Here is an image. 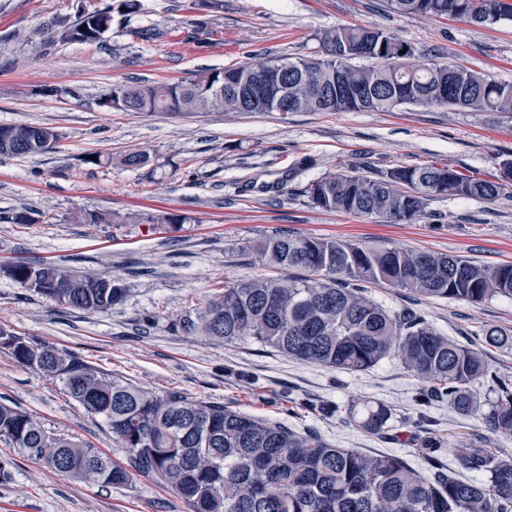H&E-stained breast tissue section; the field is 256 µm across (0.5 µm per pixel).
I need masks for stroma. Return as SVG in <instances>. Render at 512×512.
<instances>
[{
	"mask_svg": "<svg viewBox=\"0 0 512 512\" xmlns=\"http://www.w3.org/2000/svg\"><path fill=\"white\" fill-rule=\"evenodd\" d=\"M0 0V124L56 131L54 150L0 156V211L29 208L31 224L0 222V264L52 262L79 274L112 272L127 300L104 313L55 305L0 272V327L161 394L177 389L266 419L313 428L342 448L396 453L421 467L411 426L417 379L389 358L364 373L311 365L252 342L188 336L174 322L204 306L225 280L279 278L247 248L277 233L339 237L367 246L445 252L481 264L512 263V193L493 201L437 197L414 224L311 208L301 188L338 170L372 177L396 166L444 163L489 178L512 158V114L405 106L392 112H108L100 96L126 82H167L237 66L251 52L300 56L336 26L377 24L410 43L417 61L435 60L512 82V22L482 27L453 18L403 17L387 0ZM112 9L102 41L74 43L63 31L80 10ZM151 29L144 40L138 33ZM144 150L150 164L120 160ZM105 158L87 164L88 154ZM174 212L176 226L131 223L132 215ZM108 216L91 224L88 214ZM443 334L474 340L487 326L512 329V299L478 305L422 302ZM371 400L392 412L387 435L318 414L287 417L291 399ZM0 403L37 416L45 428L129 467L130 454L101 416L72 400L58 381L0 349ZM457 468L476 443L512 454V437L447 405L426 412ZM11 463L0 479V512H190L162 484L140 475L99 487L61 476L0 440Z\"/></svg>",
	"mask_w": 512,
	"mask_h": 512,
	"instance_id": "35a3bbf8",
	"label": "stroma"
}]
</instances>
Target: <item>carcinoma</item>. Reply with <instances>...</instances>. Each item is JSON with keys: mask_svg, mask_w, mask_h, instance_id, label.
Masks as SVG:
<instances>
[{"mask_svg": "<svg viewBox=\"0 0 512 512\" xmlns=\"http://www.w3.org/2000/svg\"><path fill=\"white\" fill-rule=\"evenodd\" d=\"M403 16H452L479 26L512 22L507 0H389ZM112 27V8L80 13L68 41L97 42ZM313 56L252 61L197 73L168 83L115 84L107 91L140 112H272L269 102L240 95L247 76L280 71L294 112H393L403 106H448L512 112V83L495 81L458 65L409 63L414 48L379 25L338 26L318 36ZM372 60L366 67L351 61ZM45 131L33 125H0V155L34 156L27 148ZM512 180V160L486 179L446 164L400 166L378 177L355 172L325 174L302 188L307 203L324 211L374 215L405 224L426 214L428 201L456 196L492 201ZM254 260L304 278L231 279L203 307L176 320L188 336L236 343L252 341L312 365L366 372L397 359L420 382L417 405L446 403L512 437V377L494 380L495 396L482 409L473 389L492 377L484 348L512 350V330L485 327L478 341L458 342L440 333L414 307L389 310L367 294L392 288L415 302L451 299L479 304L512 298V263L488 266L431 250L373 247L336 237L279 234L250 246ZM42 274L36 293L64 308L106 312L128 296L123 279L108 272L76 274L65 267L20 261L11 278L25 284ZM0 348L52 380L86 411L104 418L130 452L131 470L95 449L54 436L32 415L0 403V439L34 455L73 480L108 487L131 473L149 477L177 494L191 512H512V455L470 445L459 459L475 474L446 473L441 439H422L425 470L388 452L339 448L311 429L243 413L220 402L198 401L178 390L162 395L139 388L65 350L0 335ZM326 417L336 416L373 434L388 429L383 403L348 405L302 400Z\"/></svg>", "mask_w": 512, "mask_h": 512, "instance_id": "cac0c4a2", "label": "carcinoma"}]
</instances>
